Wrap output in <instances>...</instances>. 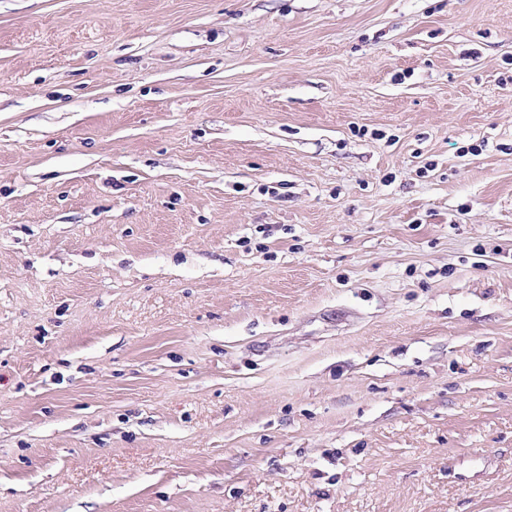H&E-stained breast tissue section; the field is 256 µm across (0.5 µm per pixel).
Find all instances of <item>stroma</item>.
<instances>
[{"label": "stroma", "instance_id": "1", "mask_svg": "<svg viewBox=\"0 0 512 512\" xmlns=\"http://www.w3.org/2000/svg\"><path fill=\"white\" fill-rule=\"evenodd\" d=\"M0 512H512V0H0Z\"/></svg>", "mask_w": 512, "mask_h": 512}]
</instances>
